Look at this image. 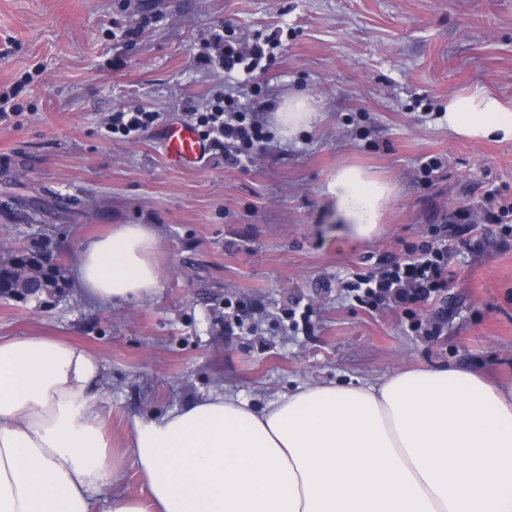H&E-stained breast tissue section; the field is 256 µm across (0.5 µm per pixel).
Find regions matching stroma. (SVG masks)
I'll return each instance as SVG.
<instances>
[{
  "mask_svg": "<svg viewBox=\"0 0 512 512\" xmlns=\"http://www.w3.org/2000/svg\"><path fill=\"white\" fill-rule=\"evenodd\" d=\"M219 34L281 37L234 83L271 140L251 163L208 154L176 168L162 135L223 92ZM478 90L512 101V0H0V93L20 110L0 123V261L43 246L67 273L49 307L0 298V336L96 356L119 449L135 419L217 390L263 404L300 383L467 365L512 391V231L487 222L500 202L485 196L496 186L512 201V142L459 138L441 119ZM295 93L319 118L288 140L272 114ZM119 110L161 118L137 140L106 138ZM432 157L442 166L424 175ZM351 163L397 185L377 236L354 247L330 237L322 195ZM452 222L468 230L447 238L445 291L371 308L344 288ZM117 224L153 225L161 287L101 305L76 257ZM145 493L127 460L91 498L112 512Z\"/></svg>",
  "mask_w": 512,
  "mask_h": 512,
  "instance_id": "1",
  "label": "stroma"
}]
</instances>
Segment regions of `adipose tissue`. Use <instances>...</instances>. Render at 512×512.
Masks as SVG:
<instances>
[{
	"label": "adipose tissue",
	"instance_id": "ef3b65f1",
	"mask_svg": "<svg viewBox=\"0 0 512 512\" xmlns=\"http://www.w3.org/2000/svg\"><path fill=\"white\" fill-rule=\"evenodd\" d=\"M444 119L472 141H512V106L454 96ZM397 192L340 166L323 194L332 232L372 239ZM159 239L119 224L78 254L92 300L153 297ZM85 348L0 337V512H92L88 493L118 478ZM147 494L112 512H512V393L459 367L397 371L357 384H305L262 407L218 391L158 420L135 421L125 451Z\"/></svg>",
	"mask_w": 512,
	"mask_h": 512
}]
</instances>
